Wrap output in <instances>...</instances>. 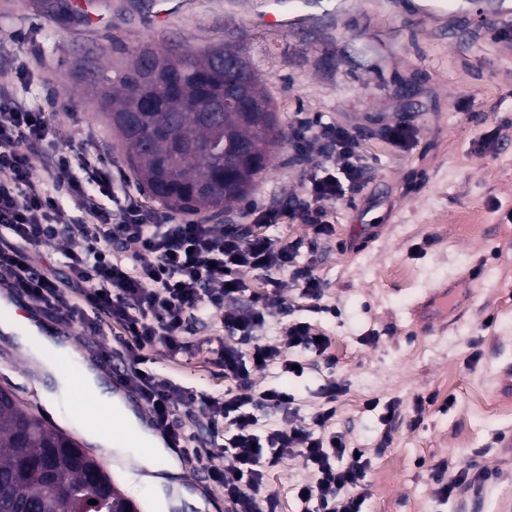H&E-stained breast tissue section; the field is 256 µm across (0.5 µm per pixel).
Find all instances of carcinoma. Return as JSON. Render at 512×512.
<instances>
[{"label":"carcinoma","mask_w":512,"mask_h":512,"mask_svg":"<svg viewBox=\"0 0 512 512\" xmlns=\"http://www.w3.org/2000/svg\"><path fill=\"white\" fill-rule=\"evenodd\" d=\"M167 50L171 63L158 83L132 62L115 78L88 77L104 81L100 108L121 116L125 162L153 200L172 213L223 211L252 193L288 132L249 65L247 113L207 111L223 100L224 54L238 55L233 46ZM112 486L73 438L0 388V512H127L133 503ZM98 497L100 510L88 504Z\"/></svg>","instance_id":"carcinoma-1"}]
</instances>
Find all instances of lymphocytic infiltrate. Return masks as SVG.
Masks as SVG:
<instances>
[{
  "label": "lymphocytic infiltrate",
  "mask_w": 512,
  "mask_h": 512,
  "mask_svg": "<svg viewBox=\"0 0 512 512\" xmlns=\"http://www.w3.org/2000/svg\"><path fill=\"white\" fill-rule=\"evenodd\" d=\"M44 129L41 113L25 109L0 87V282L39 303L52 320L79 325L90 335L105 336L114 323L122 327L123 336L102 347L101 356L125 362L124 383L176 448L204 462L209 480L224 491L226 512H276L274 498L262 487L267 469L288 455L300 457L313 474L297 490L314 503L315 512H362L371 461L343 436L322 434L333 408L323 409L309 429L294 423V399L287 390L259 392L253 386L255 372L274 365L290 371L285 348L326 349L300 320L288 324L286 346L263 340L266 311L280 297L281 271L293 270L304 297H321L311 271L296 269L294 245L265 232L277 222L278 208L254 205L249 229L180 220L147 209L130 195L108 208L104 199L115 196L111 166L85 162L74 176L72 158L60 154L46 167L69 173L67 193L83 202L80 216L63 220L56 187L37 184L34 158L21 143L41 138ZM295 139L300 156H308L319 140L334 160L312 168L301 212L305 223L325 234L330 224L324 202L345 195L362 163L339 127L324 124L313 132L302 120ZM61 232L71 242L61 253L69 271L64 283L40 270L29 251ZM254 271L266 275L263 293L253 292L246 279ZM210 310L220 312L232 337L215 351L225 377L234 382L220 397L195 393L147 366L157 348L172 355L195 348L187 322ZM259 407L281 413L285 426L258 435ZM228 423L234 428L229 435Z\"/></svg>",
  "instance_id": "lymphocytic-infiltrate-1"
}]
</instances>
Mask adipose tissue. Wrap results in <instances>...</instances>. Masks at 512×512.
Listing matches in <instances>:
<instances>
[{
  "label": "adipose tissue",
  "instance_id": "1",
  "mask_svg": "<svg viewBox=\"0 0 512 512\" xmlns=\"http://www.w3.org/2000/svg\"><path fill=\"white\" fill-rule=\"evenodd\" d=\"M0 330L13 335L23 356L32 366L56 378L58 389L45 392L43 401L51 408L60 401H68V422L84 438L107 450L120 449L121 440L111 439L105 432L107 423H117L136 436L140 447L150 449L154 469H173L174 462L159 439L143 426L120 398L100 401L99 374L96 370L86 367L78 372H66L61 369V361L69 359L73 354L71 348L54 347V355H44V348L52 347L51 342L40 333L36 320L28 317H15L13 321L0 324Z\"/></svg>",
  "mask_w": 512,
  "mask_h": 512
}]
</instances>
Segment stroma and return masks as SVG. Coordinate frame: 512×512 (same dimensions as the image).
<instances>
[{
	"instance_id": "obj_1",
	"label": "stroma",
	"mask_w": 512,
	"mask_h": 512,
	"mask_svg": "<svg viewBox=\"0 0 512 512\" xmlns=\"http://www.w3.org/2000/svg\"><path fill=\"white\" fill-rule=\"evenodd\" d=\"M420 2L307 0L305 22L272 28L259 21L265 0H0V68L20 65L11 92L45 116L43 139L28 144L36 160L66 153L111 163L116 192L142 201L86 74L116 76L145 45L231 44L272 94L286 130L300 117L343 128L363 171L343 199L326 203L329 234L292 210L307 198L306 171L322 148L305 161L293 141L282 143L251 194L280 208L269 235L295 243L296 266L322 286L315 302L302 297L292 272L281 273L282 299L268 309L265 340L282 343L292 320L328 339L322 354L287 350L301 376L272 366L254 374L255 388H288L295 422L307 428L334 404L326 433L345 437L372 463L364 512H512V417L498 413L512 405L504 374L512 368V17H499L501 0H460L432 16L420 13ZM401 122L416 131L404 147L383 136ZM475 208L487 221L469 236L453 219ZM474 264L480 288L449 298L446 328L420 331L412 311L427 289L462 282ZM396 267L417 276L397 279ZM151 368L212 396L231 386L203 351L173 357L159 348ZM337 384L344 391L333 401ZM0 387L65 428L66 404L46 408L45 381L2 332ZM373 400L399 402L391 426L370 409ZM86 449L141 512H224L223 490L185 458L165 476L180 487L175 506L147 467H128L95 444ZM468 467L488 481L439 499L433 472L449 480ZM311 478L289 456L267 473L263 491L277 512H304L295 488Z\"/></svg>"
}]
</instances>
